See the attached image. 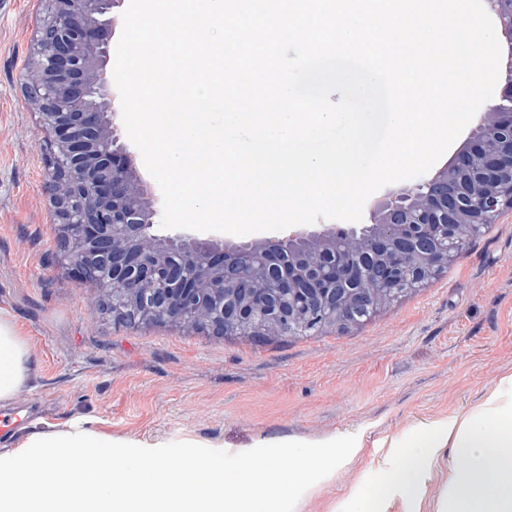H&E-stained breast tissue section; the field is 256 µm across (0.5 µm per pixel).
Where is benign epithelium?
Instances as JSON below:
<instances>
[{
    "instance_id": "7a95c632",
    "label": "benign epithelium",
    "mask_w": 512,
    "mask_h": 512,
    "mask_svg": "<svg viewBox=\"0 0 512 512\" xmlns=\"http://www.w3.org/2000/svg\"><path fill=\"white\" fill-rule=\"evenodd\" d=\"M46 2L17 84L48 133L56 247L116 324L258 338L353 327L512 210V0H488L508 43L501 101L448 165L371 204L366 224L242 245L154 232L161 207L120 142L106 70L121 0Z\"/></svg>"
}]
</instances>
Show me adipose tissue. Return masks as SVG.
<instances>
[{"label":"adipose tissue","mask_w":512,"mask_h":512,"mask_svg":"<svg viewBox=\"0 0 512 512\" xmlns=\"http://www.w3.org/2000/svg\"><path fill=\"white\" fill-rule=\"evenodd\" d=\"M30 374L28 342L0 308V407ZM320 497L324 512H512V369L467 408L373 441L359 430L263 448L151 447L76 421L0 449V512H304Z\"/></svg>","instance_id":"ef3b65f1"}]
</instances>
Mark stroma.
I'll return each mask as SVG.
<instances>
[{"label":"stroma","mask_w":512,"mask_h":512,"mask_svg":"<svg viewBox=\"0 0 512 512\" xmlns=\"http://www.w3.org/2000/svg\"><path fill=\"white\" fill-rule=\"evenodd\" d=\"M42 9L0 0V306L31 361L0 445L76 420L149 445L391 436L467 406L512 367V211L447 269L344 331L257 341L114 324L55 248L47 133L16 82Z\"/></svg>","instance_id":"1"}]
</instances>
